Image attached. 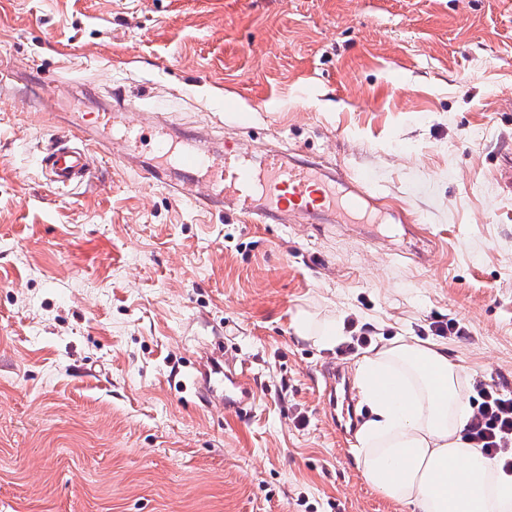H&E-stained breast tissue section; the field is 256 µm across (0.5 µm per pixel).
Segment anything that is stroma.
Wrapping results in <instances>:
<instances>
[{"mask_svg": "<svg viewBox=\"0 0 512 512\" xmlns=\"http://www.w3.org/2000/svg\"><path fill=\"white\" fill-rule=\"evenodd\" d=\"M3 74L0 512H410L323 402L359 350L299 339L302 306L386 341L457 319L449 357L512 396V0H0ZM39 107L369 172L383 221L202 212L143 178L147 139L54 189ZM204 344L251 412L187 385Z\"/></svg>", "mask_w": 512, "mask_h": 512, "instance_id": "obj_1", "label": "stroma"}]
</instances>
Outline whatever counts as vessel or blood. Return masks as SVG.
Listing matches in <instances>:
<instances>
[{
  "label": "vessel or blood",
  "instance_id": "vessel-or-blood-1",
  "mask_svg": "<svg viewBox=\"0 0 512 512\" xmlns=\"http://www.w3.org/2000/svg\"><path fill=\"white\" fill-rule=\"evenodd\" d=\"M102 123L128 143H137L140 138L139 128L123 122L120 113H104ZM167 130L165 122L156 124L153 158L144 163L143 175L153 183L170 184L176 196L201 210L221 207L257 224H276L291 213L292 200L314 189L318 201L307 214L310 220L322 224L338 215L367 217L379 203L369 176L330 170L316 161L279 150L271 151L257 163L232 149L225 150L223 156L209 158L202 155L193 139L168 142ZM66 138V144L38 159L46 182L58 189L91 182L97 170L99 134L72 127ZM172 169L180 174L173 183L168 180ZM191 384L201 401L237 412L253 408L258 398L246 368L216 349L197 356ZM325 392L337 425L347 427L355 418V410L348 385L340 374L330 373Z\"/></svg>",
  "mask_w": 512,
  "mask_h": 512
}]
</instances>
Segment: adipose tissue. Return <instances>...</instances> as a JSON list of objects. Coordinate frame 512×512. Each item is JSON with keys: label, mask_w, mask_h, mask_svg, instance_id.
Wrapping results in <instances>:
<instances>
[{"label": "adipose tissue", "mask_w": 512, "mask_h": 512, "mask_svg": "<svg viewBox=\"0 0 512 512\" xmlns=\"http://www.w3.org/2000/svg\"><path fill=\"white\" fill-rule=\"evenodd\" d=\"M301 339L333 348L338 320L299 308ZM355 381L369 413L356 432L354 462L365 481L412 512H512V475L473 447L467 375L446 345L402 337L367 349Z\"/></svg>", "instance_id": "ef3b65f1"}]
</instances>
